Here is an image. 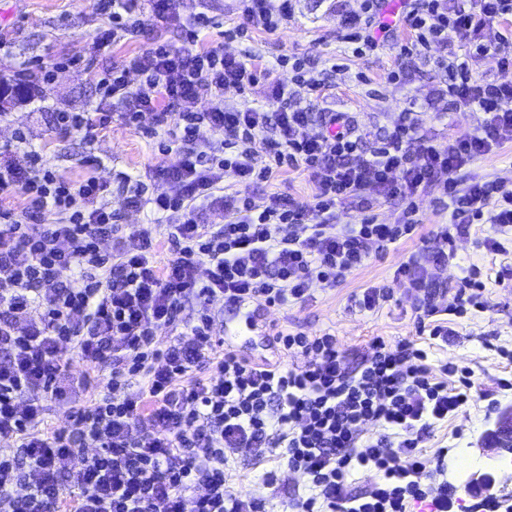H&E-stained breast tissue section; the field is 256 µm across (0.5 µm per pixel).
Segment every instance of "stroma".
I'll list each match as a JSON object with an SVG mask.
<instances>
[{
    "label": "stroma",
    "mask_w": 512,
    "mask_h": 512,
    "mask_svg": "<svg viewBox=\"0 0 512 512\" xmlns=\"http://www.w3.org/2000/svg\"><path fill=\"white\" fill-rule=\"evenodd\" d=\"M363 5V0H294L288 22L275 32L255 31L246 40H225V52L249 50L270 69L268 81L253 89L226 91L225 104L239 109L259 106L267 102L276 85L284 84L295 101L309 106L313 114L311 125L303 130L307 136L319 130L323 113L348 112L367 132L366 143L371 146L408 110L420 113L427 135L434 139L475 133L481 114L449 107L451 73L435 64L439 56L462 54L460 43L432 45L425 57L401 56L400 48L410 42L412 33L401 20V0H384L380 20L386 29L378 33L377 47L355 51L353 44L345 42L339 19L362 13ZM199 12L206 13L221 31L243 22L239 0H183V15ZM101 25L97 0H0V31L6 35L0 43V78H10L24 65L50 64L73 54L93 55L97 67L105 68L145 49L159 34L174 51L184 48L173 25L151 18L135 39L97 49L93 42ZM296 59L310 62L315 74L325 79L322 97L309 95L292 66ZM99 102L95 84L81 68L55 71L50 82L29 86L22 101L0 110V151L10 150L20 164L26 163L27 151H36L47 166L70 179L94 174L106 184L105 200L118 214L126 233H136L151 227L150 214L128 206L131 185H144L150 196L169 189L156 171L161 161L156 140L117 119L90 144L79 134L59 135L54 130L56 113L91 112ZM20 132L26 137L22 144L16 141ZM472 178L512 183V142L476 159L458 174L464 184ZM248 192L256 197L286 193L308 203L314 188L306 171L296 167L277 173L270 181L250 185ZM151 229L156 244H163L164 229ZM496 242L501 244V251H493ZM418 244V238H413L391 245L382 258L348 274L333 290H314L312 299L305 303L284 309L256 307L253 317L256 322L268 323L269 333L251 332L237 337L233 344L245 356L274 359L278 356L276 331L309 335L328 331L335 334L345 352V363L352 369L371 354L375 338L392 341L406 337L426 351L433 366L452 363L470 367L473 387L464 412L436 423L422 449L430 461L437 449L448 448L446 477L457 488L454 508L468 512L469 506L480 500L468 489L473 474L489 470L505 478L512 474V464L482 450L498 407L512 404V390L501 387L503 381H512V230L486 224L479 232L461 236L454 259L436 269L435 276L444 288L472 274L485 286L484 308H470L454 317L456 335L446 343L430 342L418 333L415 317L404 300V288L395 278L396 269ZM376 283L392 289L393 301L375 312L355 308L352 295ZM228 485L243 497L272 496L276 507L282 500L309 494L307 475L274 459L257 464L250 448L234 452Z\"/></svg>",
    "instance_id": "obj_1"
}]
</instances>
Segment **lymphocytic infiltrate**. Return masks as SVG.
Returning <instances> with one entry per match:
<instances>
[{"label":"lymphocytic infiltrate","mask_w":512,"mask_h":512,"mask_svg":"<svg viewBox=\"0 0 512 512\" xmlns=\"http://www.w3.org/2000/svg\"><path fill=\"white\" fill-rule=\"evenodd\" d=\"M108 27L96 46L143 31L138 0H100ZM154 18L176 22L187 48L149 46L104 71L82 65L103 105L83 114L59 113L58 130L93 142L113 117L157 139L160 155L176 153L158 173L169 192L147 198L166 233L158 258L148 232L118 235L117 216L103 201L95 176L72 181L31 153L26 167L0 163V438L20 456H0V503L12 512H266L260 497L228 489L226 466L238 448H262L310 479L299 512H409L429 502L448 512L449 488L431 494L420 446L432 423L458 415L470 397L469 370H432L425 351L406 339H376L374 353L347 370L334 334L278 332L284 361L243 356L214 334L210 306L250 300L265 307L302 303L312 285L330 290L390 245L415 233L413 199L436 190L451 221L433 225L397 269L418 331L447 340V315L483 306L482 283L464 278L453 299L437 288L432 267L447 265L455 239L484 219L512 225V186L472 181L458 172L512 141V83L473 79L466 58L449 64L452 101L482 112L479 130L465 138L431 140L418 114L403 113L372 148L346 112H330L321 131L302 133L308 108L279 87L270 111L229 110L224 93L245 91L262 74L251 53L228 54L222 42L201 38L211 20L182 19V0H151ZM245 29L272 32L287 20L289 0H240ZM512 15V0H413L403 20L414 33L402 54H426L431 43L459 41L470 54L498 55L512 68V41L484 42V31ZM139 81L130 84L128 73ZM207 110H199L200 102ZM215 136L207 141L201 128ZM303 165L315 193L302 205L281 193L258 202L246 190L275 169ZM402 200L398 224H380L377 200ZM224 213L220 224L200 221L203 207ZM351 207L360 223L338 224ZM286 235H277L279 227ZM110 250H102L104 241ZM78 274L73 290L64 278ZM76 348L86 365L75 375L60 347ZM110 369L104 391L89 397L92 370ZM68 412V424L48 423L43 402ZM381 426L363 438L358 425ZM70 468H62V461ZM375 470L369 493L352 496L347 480ZM25 487L14 497L15 487Z\"/></svg>","instance_id":"1"}]
</instances>
